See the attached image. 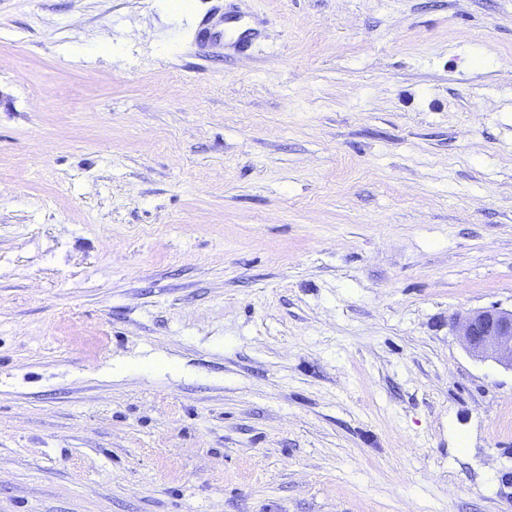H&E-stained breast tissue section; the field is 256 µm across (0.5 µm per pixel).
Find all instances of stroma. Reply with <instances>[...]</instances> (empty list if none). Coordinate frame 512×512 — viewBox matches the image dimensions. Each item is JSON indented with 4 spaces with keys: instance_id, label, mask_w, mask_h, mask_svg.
Listing matches in <instances>:
<instances>
[{
    "instance_id": "obj_1",
    "label": "stroma",
    "mask_w": 512,
    "mask_h": 512,
    "mask_svg": "<svg viewBox=\"0 0 512 512\" xmlns=\"http://www.w3.org/2000/svg\"><path fill=\"white\" fill-rule=\"evenodd\" d=\"M492 306L512 0H0V512H512ZM458 328L473 357L512 370V310H476L459 320Z\"/></svg>"
}]
</instances>
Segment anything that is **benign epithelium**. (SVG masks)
I'll list each match as a JSON object with an SVG mask.
<instances>
[{"label":"benign epithelium","mask_w":512,"mask_h":512,"mask_svg":"<svg viewBox=\"0 0 512 512\" xmlns=\"http://www.w3.org/2000/svg\"><path fill=\"white\" fill-rule=\"evenodd\" d=\"M468 352L512 370V310H476L458 322Z\"/></svg>","instance_id":"obj_1"}]
</instances>
